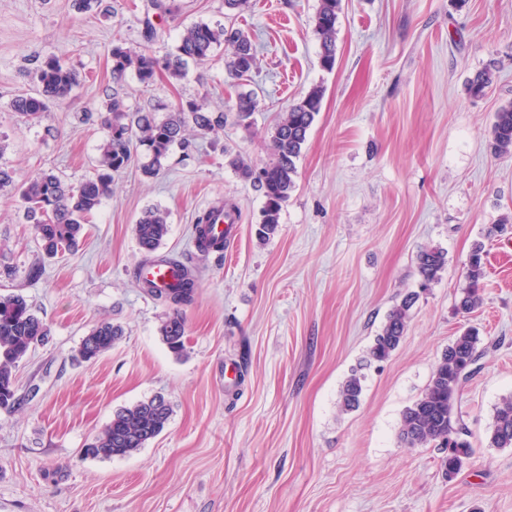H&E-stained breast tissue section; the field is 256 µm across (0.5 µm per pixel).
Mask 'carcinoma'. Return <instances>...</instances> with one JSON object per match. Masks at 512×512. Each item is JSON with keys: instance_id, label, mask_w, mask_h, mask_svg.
<instances>
[{"instance_id": "obj_1", "label": "carcinoma", "mask_w": 512, "mask_h": 512, "mask_svg": "<svg viewBox=\"0 0 512 512\" xmlns=\"http://www.w3.org/2000/svg\"><path fill=\"white\" fill-rule=\"evenodd\" d=\"M340 9L341 0H320L314 19V30L320 40V61L327 69L333 68L335 63L336 22ZM221 44L227 46L225 68L229 77L236 81L249 74L255 66L256 56L247 33L233 26L195 23L183 29L175 50L162 58L143 50H133L123 43H112L109 55L113 82H122L130 72L147 86L162 72L179 81L186 75L189 63L206 62L214 48ZM32 80L35 89L16 96L11 102L12 111L25 123L39 121L52 105L67 99L79 84V74L62 59L50 56L36 66ZM493 81L494 71L489 64L471 78L469 92L480 96ZM323 96L322 87H313L278 115L270 131L268 161L257 166L240 156L229 160L235 172L251 182L265 198L258 229L262 239L276 232L282 206L296 187L297 163L321 111ZM258 108L259 100L254 92L237 94L236 122L250 125ZM100 125L105 130V137L95 172L76 185L66 183L51 171H42L19 181L13 170L0 167V191L10 189L18 194L24 218L32 225L48 257L75 250L84 224L98 210L102 200L112 194L114 175L122 172L133 158L141 159L140 170L144 176L159 175L172 148L186 143L187 130L201 134L224 130V112L212 111L202 101L190 99L180 101L160 118L154 109L132 110L114 96L107 110L100 114ZM489 146L496 156L512 155V103L495 112ZM215 212L216 209H209L196 217L194 232L198 234L199 248L205 252L224 250L223 239L208 236ZM135 234L140 249L148 256L153 254L168 234L166 214L159 209L145 211L135 225ZM484 255L483 242H474L463 265L467 285L461 289L456 304L462 313H471L483 303ZM162 262L181 270L177 281L168 288L155 289L150 281L141 278L139 269L135 271V277L147 293L173 307L160 332L170 351L180 354L185 347L186 335L182 307L193 302L197 280L177 257H164ZM446 264V254L440 248L423 246L418 250V290L404 296L390 310L381 332L369 348L368 361L382 362L400 346L413 306L420 294L441 279ZM46 335L47 325L31 311L22 295L0 296V412L10 413L18 403L12 369L35 346L36 337ZM122 335L121 327L107 321L98 323L82 340L81 357L87 361L99 358L111 350ZM480 342L478 332L473 329L467 328L456 336L435 366L422 395L402 413L400 443L406 448L436 444L442 453L440 467L449 480L461 471L460 458L471 455L470 443L461 438L454 403L462 383L477 370ZM364 381L361 369L351 370L340 392L343 410L349 411L358 405ZM171 414V404L162 395L121 408L86 445L85 453L100 459L128 456L160 435ZM488 432L490 447L512 448V395L503 397L495 407Z\"/></svg>"}]
</instances>
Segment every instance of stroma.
Returning a JSON list of instances; mask_svg holds the SVG:
<instances>
[{
    "instance_id": "35a3bbf8",
    "label": "stroma",
    "mask_w": 512,
    "mask_h": 512,
    "mask_svg": "<svg viewBox=\"0 0 512 512\" xmlns=\"http://www.w3.org/2000/svg\"><path fill=\"white\" fill-rule=\"evenodd\" d=\"M162 3L112 0L103 18L74 0H0V166L18 179L91 174L114 90L133 108L201 97L228 110L240 90L260 100L251 127L190 136L158 177L134 164L116 175L74 254L47 257L18 195L0 192V295L21 292L49 330L14 370L17 408L0 412V512H512V448L487 437L512 394V226L485 240L482 307L455 309L472 243L512 214V158L488 149L494 114L512 101V0H342L330 70L314 31L319 0H247L233 21L256 65L239 86L228 84L221 45L181 81L113 84V41L162 57L186 26L226 22L224 0ZM50 55L81 84L23 123L11 101ZM489 64L491 89L470 95ZM317 85L322 109L296 188L277 233L259 240L264 198L224 156L267 160L275 116ZM223 202L241 213L233 244L195 254L197 215ZM150 208L167 215L160 254L191 255L198 280L180 356L160 333L169 308L133 275L146 259L134 227ZM425 244L446 254L441 280L414 305L400 347L368 369L359 406L341 411L351 368L416 290ZM103 320L122 338L81 361L82 339ZM469 327L486 352L455 404L472 455L449 480L437 448L403 447L398 434ZM228 365L237 379L225 380ZM158 393L173 407L158 438L124 458L85 456L116 410Z\"/></svg>"
}]
</instances>
